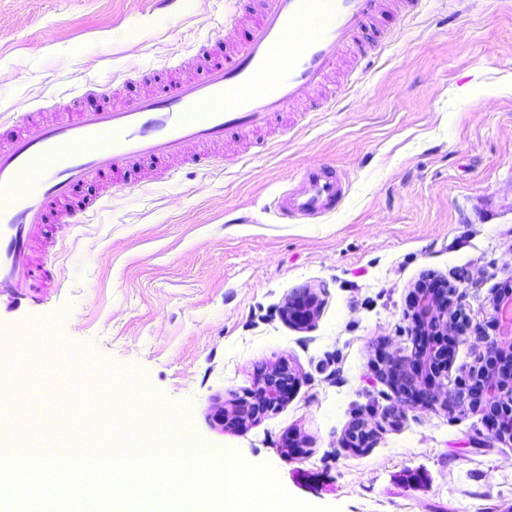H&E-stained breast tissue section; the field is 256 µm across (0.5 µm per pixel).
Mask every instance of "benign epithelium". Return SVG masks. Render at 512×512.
<instances>
[{
    "mask_svg": "<svg viewBox=\"0 0 512 512\" xmlns=\"http://www.w3.org/2000/svg\"><path fill=\"white\" fill-rule=\"evenodd\" d=\"M456 287L429 285L422 279L414 286L411 305V333L421 344L409 358L387 361L383 374L390 378L400 397L421 405H468L484 412L496 436L512 441V341L494 333H480V328L458 316L452 309ZM318 307L317 295L302 289L288 299L284 315L306 323ZM472 336L484 343V349L468 377L457 391L450 393L436 385L440 370L448 367L450 337ZM294 373L286 363L275 364L261 374L257 391L248 400L234 405L227 414L231 423L256 421L280 409ZM376 433L362 417L354 419L347 430V446L368 448Z\"/></svg>",
    "mask_w": 512,
    "mask_h": 512,
    "instance_id": "7a95c632",
    "label": "benign epithelium"
}]
</instances>
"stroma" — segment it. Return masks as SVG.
Instances as JSON below:
<instances>
[{
	"mask_svg": "<svg viewBox=\"0 0 512 512\" xmlns=\"http://www.w3.org/2000/svg\"><path fill=\"white\" fill-rule=\"evenodd\" d=\"M0 0V135L22 113L58 112L73 80L142 92L134 71L176 65L219 34L232 0ZM387 47L334 106L281 124L267 147L163 182L132 173L69 229L50 260L60 285L40 302L0 301V339L31 341L46 374L0 424L56 431L79 420L73 365L137 369L132 385L182 415L205 448L267 463L284 488L341 512H512V442L481 411L400 400L380 356L414 351L413 285L456 284L472 323L512 286V0H427L385 19ZM345 179L336 210L281 220L274 198L305 170ZM247 223H237V216ZM320 298L311 327L282 317L289 294ZM284 361L297 383L275 413L224 424L232 400ZM358 416L371 447L347 448Z\"/></svg>",
	"mask_w": 512,
	"mask_h": 512,
	"instance_id": "35a3bbf8",
	"label": "stroma"
}]
</instances>
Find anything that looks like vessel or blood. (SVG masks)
<instances>
[{
    "mask_svg": "<svg viewBox=\"0 0 512 512\" xmlns=\"http://www.w3.org/2000/svg\"><path fill=\"white\" fill-rule=\"evenodd\" d=\"M423 0H235L222 37L196 45L178 75L154 92L101 104L106 86H76L79 105L54 121L24 117L0 141V294L34 301L57 276L47 263L70 226L87 223L100 200L71 208L77 187H122L143 161L152 178L173 165L214 167L211 145L271 127L274 117L306 101L311 112L329 101L320 91L344 57L364 74L387 41L379 22L417 15ZM346 187L336 172L306 171L276 201L284 218H319L336 209Z\"/></svg>",
    "mask_w": 512,
    "mask_h": 512,
    "instance_id": "obj_1",
    "label": "vessel or blood"
}]
</instances>
